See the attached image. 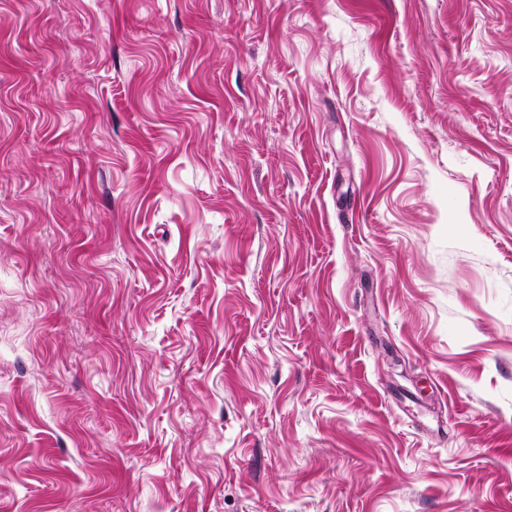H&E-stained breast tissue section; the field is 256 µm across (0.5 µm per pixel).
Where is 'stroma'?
Here are the masks:
<instances>
[{"label":"stroma","mask_w":512,"mask_h":512,"mask_svg":"<svg viewBox=\"0 0 512 512\" xmlns=\"http://www.w3.org/2000/svg\"><path fill=\"white\" fill-rule=\"evenodd\" d=\"M0 512H512V0H0Z\"/></svg>","instance_id":"35a3bbf8"}]
</instances>
